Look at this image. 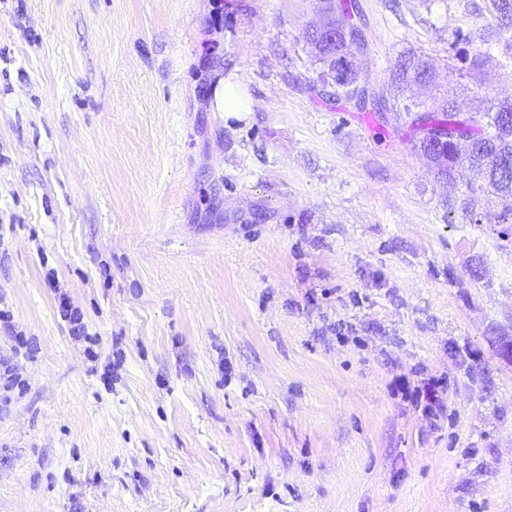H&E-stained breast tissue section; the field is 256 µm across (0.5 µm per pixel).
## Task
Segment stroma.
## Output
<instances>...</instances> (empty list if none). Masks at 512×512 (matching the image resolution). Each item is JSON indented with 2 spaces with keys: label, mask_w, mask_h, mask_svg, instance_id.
<instances>
[{
  "label": "stroma",
  "mask_w": 512,
  "mask_h": 512,
  "mask_svg": "<svg viewBox=\"0 0 512 512\" xmlns=\"http://www.w3.org/2000/svg\"><path fill=\"white\" fill-rule=\"evenodd\" d=\"M357 2L383 114L329 100L320 0H0V512H512V226L411 125L512 96V35ZM210 112H224V118H240L251 112L246 90L236 75L219 77L211 92ZM443 387L441 382L432 381L428 382L422 389L415 390L417 403H420L423 407L422 411L427 417L432 419L436 417V412L443 405L442 391Z\"/></svg>",
  "instance_id": "obj_1"
}]
</instances>
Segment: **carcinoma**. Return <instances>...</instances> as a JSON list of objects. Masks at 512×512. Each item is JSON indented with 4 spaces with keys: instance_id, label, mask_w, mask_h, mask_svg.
Masks as SVG:
<instances>
[{
    "instance_id": "obj_1",
    "label": "carcinoma",
    "mask_w": 512,
    "mask_h": 512,
    "mask_svg": "<svg viewBox=\"0 0 512 512\" xmlns=\"http://www.w3.org/2000/svg\"><path fill=\"white\" fill-rule=\"evenodd\" d=\"M329 22L336 25L338 40L322 42L314 29L307 30V41L316 47L314 57L320 64L336 55L340 59H357L367 51L368 40L348 35L353 27L350 5L342 0L327 2ZM489 11L498 21L501 30H512V0H489ZM361 68L354 65L343 71V80L334 83L333 96L355 101L359 109L373 112L387 111L384 95L370 92L359 84ZM459 111L449 103L438 111L413 119L419 131V150L434 149L430 159L435 174L454 188L455 173L466 167L473 173L469 191L487 193L506 201L512 199V128L504 120L512 117V99H494L477 117L467 121L458 119Z\"/></svg>"
}]
</instances>
